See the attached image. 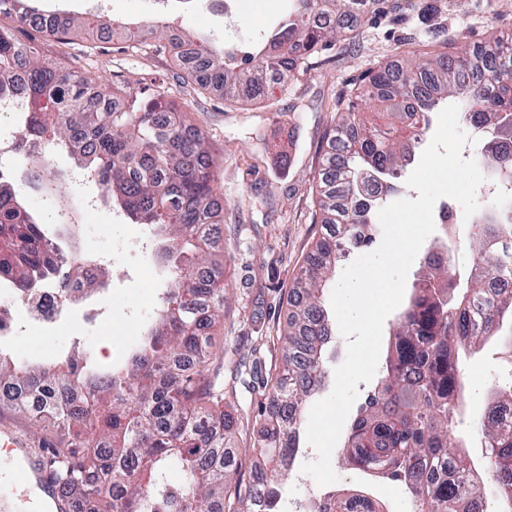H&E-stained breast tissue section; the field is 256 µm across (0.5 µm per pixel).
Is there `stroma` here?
Returning a JSON list of instances; mask_svg holds the SVG:
<instances>
[{
    "label": "stroma",
    "instance_id": "1",
    "mask_svg": "<svg viewBox=\"0 0 512 512\" xmlns=\"http://www.w3.org/2000/svg\"><path fill=\"white\" fill-rule=\"evenodd\" d=\"M285 0H239L237 13L224 17L206 0H170L167 37L131 46L123 38L96 40L75 35L56 42L29 26L13 27L19 40L36 45L60 66L94 75L100 87H118L135 96L149 88L198 127L212 149L215 189L224 208L220 226L224 245V284L229 299L224 324L213 332L224 357L212 370L224 384V407L238 429L230 447L244 478H252L249 447L264 403L262 391L244 382L241 358L260 356L266 370L281 362L279 338L292 307L288 291L308 254L325 233L314 223L316 184L326 136L348 103L360 117L380 122L369 101L355 95L367 73L403 52L454 43L456 52L471 50L492 36H512V0H377L358 35L342 36L319 52L287 85H270L256 103L225 101L221 91H203L188 80L171 46L173 35L190 31L214 38L257 33L284 11ZM72 233L48 224L53 238L78 249L109 251L129 247L109 271L102 328L83 327L79 317L45 330L27 328L13 340L15 348L42 357L68 349L74 341L91 347L100 360L118 355L137 340L142 323L158 307L167 271L150 253L132 249L144 231L116 217L109 205L95 213L71 209ZM501 340L487 343L465 363L467 381L492 385L507 380L498 359ZM338 476L332 488L375 500L380 512H411L408 495L397 485L332 459ZM37 490L22 491L11 479L8 452L0 447V512H39Z\"/></svg>",
    "mask_w": 512,
    "mask_h": 512
}]
</instances>
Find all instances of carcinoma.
Returning a JSON list of instances; mask_svg holds the SVG:
<instances>
[{
  "mask_svg": "<svg viewBox=\"0 0 512 512\" xmlns=\"http://www.w3.org/2000/svg\"><path fill=\"white\" fill-rule=\"evenodd\" d=\"M368 0H289L288 10L248 45L186 32V74L224 100L260 98L271 83H287L311 57L357 32ZM33 25L30 0H0V17ZM115 35L110 20L68 16L46 31L66 40L87 25ZM95 79L41 58L0 24V94L25 93L19 124L31 140L68 152L77 168L94 173L107 199L147 224L165 242L168 286L139 344L102 363L76 342L65 353L30 361L0 346V387L30 393L13 403L34 426L59 442L50 458L66 494L79 487L94 512H279L278 481L296 460L307 404L322 390L330 317L322 303L346 249L370 248L375 216L397 191L396 180L429 130V115L452 100L494 136L475 161L487 172L512 169L500 144L512 141V37L496 36L456 55L430 51L380 66L358 97L382 104L392 122L369 128L353 110L341 114L327 140L316 186L317 223L338 230L322 238L290 289L294 310L282 340V368L266 380L268 406L250 448L264 483L241 478L224 443L236 423L224 412V387L210 377L217 358L209 330L224 323V262L213 226L222 209L203 133L185 124L160 94L112 106L119 89L87 102ZM48 157L23 154L17 179L46 193L65 182L49 176ZM465 234L477 261L461 272L426 257L423 273L392 323L391 346L373 390L352 420L342 446L357 469L399 484L412 512H470L480 494L479 472L490 475L499 512H512V427L485 413L477 443L495 445L482 467L460 452L457 436L465 397L457 374L460 354L477 352L512 321V292H489L490 280L512 281V199L488 198ZM67 255L26 208L12 181H0V284L25 294L50 283ZM512 402V378L493 386L487 406ZM177 468L181 483L168 473ZM338 512H372L364 495L323 497Z\"/></svg>",
  "mask_w": 512,
  "mask_h": 512,
  "instance_id": "obj_1",
  "label": "carcinoma"
}]
</instances>
